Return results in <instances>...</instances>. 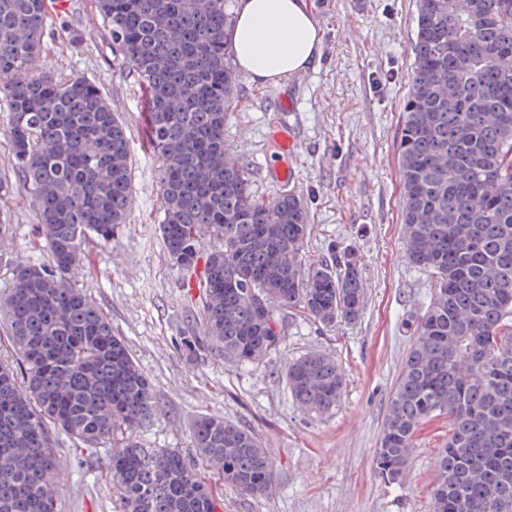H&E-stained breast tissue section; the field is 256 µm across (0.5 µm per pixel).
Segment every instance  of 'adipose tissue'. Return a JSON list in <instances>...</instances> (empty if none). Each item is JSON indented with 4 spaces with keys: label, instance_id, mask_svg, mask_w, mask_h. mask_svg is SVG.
<instances>
[{
    "label": "adipose tissue",
    "instance_id": "adipose-tissue-1",
    "mask_svg": "<svg viewBox=\"0 0 512 512\" xmlns=\"http://www.w3.org/2000/svg\"><path fill=\"white\" fill-rule=\"evenodd\" d=\"M226 39L239 71L257 85L304 72L322 45L310 0H237Z\"/></svg>",
    "mask_w": 512,
    "mask_h": 512
}]
</instances>
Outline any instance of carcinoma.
I'll list each match as a JSON object with an SVG mask.
<instances>
[{"label":"carcinoma","instance_id":"1","mask_svg":"<svg viewBox=\"0 0 512 512\" xmlns=\"http://www.w3.org/2000/svg\"><path fill=\"white\" fill-rule=\"evenodd\" d=\"M418 0L414 71L397 142L405 257L434 283L386 412L376 471L403 481L419 427L448 418L431 512H487L512 498V12L499 0ZM113 48L148 93L160 164V235L187 276L201 269L207 338L260 360L280 342L275 312L354 322L364 282L352 253L304 257L307 212L294 194L263 200L228 153L224 121L239 75L226 0H94ZM42 0H0V99L12 157L51 262L22 260L0 301L18 367L0 363V512H58L62 462L49 426L107 448L119 512H218L206 475L247 497L276 482L249 430L199 417L192 452L145 448L149 382L112 324L70 282L92 234L108 241L132 199L130 142L100 88L43 72ZM213 240L204 250L202 234ZM292 396L328 414L346 380L310 353L284 363Z\"/></svg>","mask_w":512,"mask_h":512}]
</instances>
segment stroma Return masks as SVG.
I'll use <instances>...</instances> for the list:
<instances>
[{
  "mask_svg": "<svg viewBox=\"0 0 512 512\" xmlns=\"http://www.w3.org/2000/svg\"><path fill=\"white\" fill-rule=\"evenodd\" d=\"M311 3L323 31L319 60L278 86L241 78L224 141L257 197L287 191L301 200L309 261L331 260L341 249L354 253L365 288L361 317L324 326L288 307L275 314L281 340L262 360L228 359L207 344L187 357L182 338L203 333L200 291L184 288L165 251L148 95L115 56L93 0H72L69 13L50 18L46 67L60 79L96 81L106 93L130 138L134 204L109 242L84 238L72 281L108 317L150 381L159 413L140 432L146 447L188 449L195 419L209 415L248 428L269 449L275 491L251 499L223 488L222 512H430L446 419L419 428L402 484L385 483L373 467L414 339L410 327L432 296L428 275L405 258L396 151L413 74L417 0ZM279 129L294 132L297 154L276 147ZM11 160L9 114L0 101V221L11 226L0 247V299L12 288L18 261L48 258L35 202ZM311 352L334 359L345 375L333 413L303 409L281 373L284 360ZM51 436L64 463L59 512H117L106 451L83 450L59 429Z\"/></svg>",
  "mask_w": 512,
  "mask_h": 512,
  "instance_id": "obj_1",
  "label": "stroma"
}]
</instances>
